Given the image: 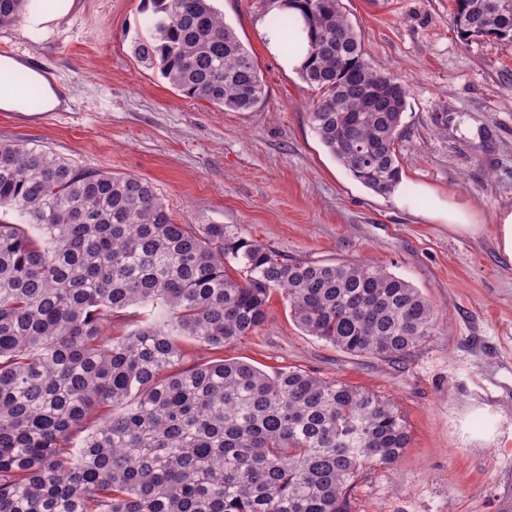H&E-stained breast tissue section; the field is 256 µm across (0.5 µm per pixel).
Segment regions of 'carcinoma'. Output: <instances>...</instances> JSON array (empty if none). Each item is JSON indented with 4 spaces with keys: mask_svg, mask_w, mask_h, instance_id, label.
<instances>
[{
    "mask_svg": "<svg viewBox=\"0 0 512 512\" xmlns=\"http://www.w3.org/2000/svg\"><path fill=\"white\" fill-rule=\"evenodd\" d=\"M135 57L184 95L262 104L251 53L213 0H147ZM28 0H0V27ZM310 20L300 77L320 142L379 194L400 179L408 87L375 70L341 0L278 5ZM457 33L512 39V0H454ZM0 512H351L360 471L409 444L397 407L305 371L222 357L279 292L307 335L391 360L434 335L432 304L369 263L292 259L222 224H179L153 185L0 141ZM130 330L112 335V326Z\"/></svg>",
    "mask_w": 512,
    "mask_h": 512,
    "instance_id": "cac0c4a2",
    "label": "carcinoma"
}]
</instances>
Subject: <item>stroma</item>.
<instances>
[{
	"instance_id": "35a3bbf8",
	"label": "stroma",
	"mask_w": 512,
	"mask_h": 512,
	"mask_svg": "<svg viewBox=\"0 0 512 512\" xmlns=\"http://www.w3.org/2000/svg\"><path fill=\"white\" fill-rule=\"evenodd\" d=\"M263 77L252 112L183 95L137 61L144 0H75L32 33L0 27V47L49 72L69 99L29 115L0 110V141L149 181L181 224H224L291 258L371 260L418 288L435 336L398 360L351 356L306 335L281 295L223 356L272 373L300 369L395 403L410 442L390 467L361 470L352 512H512V260L494 219L512 209V39L460 38L452 0H342L368 62L409 87L397 143L398 195L353 179L320 143L317 94L265 38L273 0H213ZM428 187L480 230L425 217Z\"/></svg>"
}]
</instances>
